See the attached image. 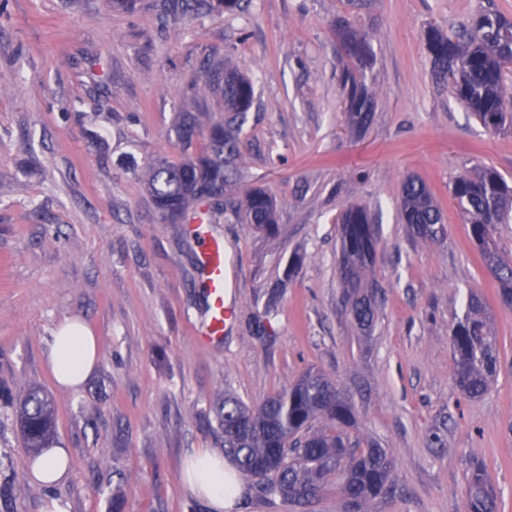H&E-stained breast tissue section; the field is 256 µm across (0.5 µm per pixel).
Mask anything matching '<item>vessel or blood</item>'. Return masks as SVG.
Masks as SVG:
<instances>
[{
  "instance_id": "obj_1",
  "label": "vessel or blood",
  "mask_w": 512,
  "mask_h": 512,
  "mask_svg": "<svg viewBox=\"0 0 512 512\" xmlns=\"http://www.w3.org/2000/svg\"><path fill=\"white\" fill-rule=\"evenodd\" d=\"M191 231L198 243L202 286L207 296L201 338L210 341L222 338L224 326L231 315L227 301L229 261L224 254L223 242L208 235L201 224L192 225Z\"/></svg>"
}]
</instances>
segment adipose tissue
Segmentation results:
<instances>
[{
  "label": "adipose tissue",
  "instance_id": "obj_1",
  "mask_svg": "<svg viewBox=\"0 0 512 512\" xmlns=\"http://www.w3.org/2000/svg\"><path fill=\"white\" fill-rule=\"evenodd\" d=\"M97 340L83 322L70 320L57 330L46 360L56 382L63 388H78L96 363ZM185 480L205 497L216 512L224 509V456L204 452L192 457Z\"/></svg>",
  "mask_w": 512,
  "mask_h": 512
}]
</instances>
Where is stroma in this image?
<instances>
[{
	"mask_svg": "<svg viewBox=\"0 0 512 512\" xmlns=\"http://www.w3.org/2000/svg\"><path fill=\"white\" fill-rule=\"evenodd\" d=\"M512 19V0H243L195 16L183 0H0V512H211L183 475L190 456L223 451L215 408L248 405L302 375L335 381L352 405L351 439L392 451L399 488L367 512H464L482 462L512 512V307L473 248L450 187L480 166L512 184V127L486 128L439 79L424 44L477 14ZM366 30L376 94L369 126L343 108L349 64L336 31ZM253 81L240 161L207 232L233 263V322L203 345L198 249L156 214L145 188L155 160L183 158L174 126L190 111L220 118L190 88L205 59ZM416 177L435 195L445 236L427 243L401 215ZM277 205L267 235L236 212L252 188ZM376 233L374 319L360 326L340 276L349 206ZM484 299L500 367L488 392L457 389L450 329L470 294ZM78 319L98 338L96 365L75 390L58 386L46 354L58 326ZM39 388L56 412L53 441L69 478L45 487L29 471L16 415ZM224 512H295L240 483Z\"/></svg>",
	"mask_w": 512,
	"mask_h": 512,
	"instance_id": "obj_1",
	"label": "stroma"
}]
</instances>
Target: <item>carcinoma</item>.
Returning <instances> with one entry per match:
<instances>
[{"label":"carcinoma","instance_id":"carcinoma-1","mask_svg":"<svg viewBox=\"0 0 512 512\" xmlns=\"http://www.w3.org/2000/svg\"><path fill=\"white\" fill-rule=\"evenodd\" d=\"M485 11L474 17L462 34L450 36L436 26L424 32V43L434 67L451 91L482 124L500 130L512 124V92L505 85L512 68V21ZM352 67L345 70L342 89L350 104L349 118L365 117L369 91L361 78L369 61L368 35L347 28L342 35ZM204 88L219 100L224 118L203 131L197 116L183 112L175 135L185 157L178 163L156 161L148 167L146 187L155 210L168 224H184L198 205L218 201L231 187L239 158L238 135L250 109L252 81L230 63L206 66ZM207 136L208 151L193 154L198 138ZM451 194L468 224L469 240L490 274L499 282L502 300L512 304V261L498 249L496 231L512 213V187L492 167L458 177ZM401 212L419 238L443 239L444 225L438 203L420 179L407 178L401 187ZM245 218L267 234L277 230L272 197L256 188L245 196ZM341 263L354 320L367 326L374 313L360 295L367 284L374 253V230L368 210L353 205L341 216ZM455 381L468 398L482 397L500 362L497 336L482 298L469 296L463 316L451 329ZM17 413L25 447L38 455L49 447L56 426L51 400L33 388L18 403ZM355 419L352 406L335 383L321 374L307 373L287 390L251 407L224 395L220 423L224 430V458L246 479L267 493L306 508L323 493L327 482L340 478L342 509L358 500V512L368 503L390 497L396 489L390 449L374 442L351 441L347 428ZM466 512H498L482 466L473 467L468 481Z\"/></svg>","mask_w":512,"mask_h":512}]
</instances>
